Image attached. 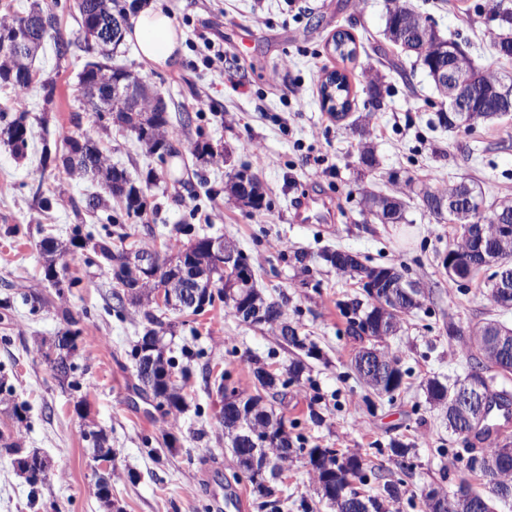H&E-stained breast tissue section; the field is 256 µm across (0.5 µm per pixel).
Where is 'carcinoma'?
I'll return each mask as SVG.
<instances>
[{
  "label": "carcinoma",
  "instance_id": "carcinoma-1",
  "mask_svg": "<svg viewBox=\"0 0 512 512\" xmlns=\"http://www.w3.org/2000/svg\"><path fill=\"white\" fill-rule=\"evenodd\" d=\"M77 9L80 16L81 31L84 35L86 48L94 52L97 47V27L108 19L119 18L127 22V7L122 0H77ZM35 19L48 33V40L53 42L55 55L63 58L69 53L71 42L66 40L59 27V19L55 12L49 8L33 7L29 10ZM489 21L492 25L487 28V37L499 54L505 58H512V51L505 52L500 45L505 41L512 43V11L508 13L492 12ZM17 23V17L9 21L0 22V82L12 85L19 91L29 89L34 81L30 61L42 49L41 44L36 43L25 53L20 54L12 48L11 33ZM386 32L392 44L402 42L408 46V51L416 56V61L427 71L430 78H435L433 66L448 63L443 56L436 30L430 22V18L413 9L396 5L389 10ZM428 34L426 40L419 38V33ZM353 43L352 36L347 32H336L333 37L334 52L343 61H351L355 57L356 48L349 47ZM102 60L89 61L79 74L80 91L83 98L92 101L94 92L98 90L99 80L108 78L122 85H134L137 95L128 97H115L112 102L100 108L112 116L115 122L124 126L133 133L137 141L144 146L146 152L155 155L159 151H171L168 142L169 119L164 102L158 101L159 95L150 91L140 79L130 72L107 64L112 59V52L101 54ZM475 80L472 88L475 96V104L472 112L459 116L452 112L439 113L441 126L453 129L469 130L479 122L493 121L502 115L512 112V103L504 105L490 96L489 89L498 79L504 78L509 71L480 70L473 68ZM320 93L322 99L329 102L328 112L332 116L341 117L347 115L350 109V84L347 74L333 70L327 74L325 81L321 83ZM0 146L10 149L14 154L21 155L27 146V128L25 124L13 119L0 125ZM61 166L68 171H80L83 173H100L102 186L111 196L124 202L126 214H134L138 217L146 213L147 203L140 191L132 183L130 174L124 169L106 165L103 153L88 132H78L66 136L63 140V150L59 156ZM227 189L238 201L254 208H263L264 195L261 186L253 174H248L247 181H241L235 177L229 179ZM470 191V199L474 206L471 213L462 217L448 215V220L464 226L470 222L483 225L484 237L478 242H470L465 238L455 246V249L465 252L478 248L485 250L499 245L498 225H512V200L504 198L497 203L488 205L485 203L482 191L477 185L461 181L448 186L446 192ZM403 194L407 197L416 195L420 197L426 208H432V200L436 199L439 191L431 189L415 190L411 182H406ZM364 209L368 210L372 220L381 224H399L404 219L405 202L395 195H379L369 192L364 196ZM85 238L93 242V252L100 259V263L108 268L112 275L113 287L112 299L116 301L113 309L122 313L126 305H137L141 308L145 321L144 333L141 339L134 345L131 357L138 367V377L143 385L151 390L154 398L158 399L157 407L165 414L182 411L184 397L181 387L171 383L165 376L174 375L176 362L171 357H164L161 348H156V368L152 374H147L141 369V360L144 357L147 342L146 337H156V342H161L159 333L163 329L164 322L161 311L152 310L144 305L143 294L131 285L132 270L130 265L139 255L149 253L142 247L117 244L112 239V232L94 236L87 233ZM195 263L206 267L213 272V284L217 285L222 280V273L216 270V261L211 255L196 247L194 250ZM323 259L337 272L348 274L350 277L362 278L363 276H392L394 279L404 278V274L393 266L371 265L361 260L347 263L341 260L340 250L327 251ZM218 299L231 307L232 312H237L238 305L242 301L252 300L265 305L276 316L286 323V330L280 331V336L287 343L302 349L305 343L294 337L297 328L288 323L284 304L262 296L254 284L253 278L243 279L237 285H222ZM422 306V302H413L405 297L392 299L389 293L382 292L374 298H366V302L353 299L343 304V314L347 319L348 330L352 335L367 336L375 341H381L396 333L400 321L404 316ZM80 332L67 329L56 336L52 345L54 359L50 360L51 369L56 377L68 382V385L77 389L80 382L75 378L76 366L73 362L77 351V341ZM468 348L475 351V363L471 370H480L486 374L490 381H495L500 375L512 374V353L503 355L492 352L474 342H469ZM370 349L360 350L354 358V369L358 378L377 394L392 395L404 384V377L408 371L401 369L400 358L393 353L379 352V356L386 363L396 366L392 373L381 380L368 377L362 373L361 360ZM426 394L429 402L441 408H448V397L454 395L448 386L439 379L433 378L426 384ZM242 407V423L244 428L236 430L230 426L224 427L225 434L231 443V451L236 458L237 466L243 473L255 479V469L261 466L263 457L268 455L272 461V471L279 469L290 457L307 453L309 464L314 471L317 483L320 486L323 497L326 498L335 512H390V505L401 499V483L388 480L375 495L361 493L353 482L360 484L366 482L362 460L354 454H343L334 448H309L295 446L288 426L283 418L277 416L274 411L263 403V396L258 394L239 401ZM250 428H259L270 431L271 443L266 449L253 450L245 444L243 434ZM85 440L92 445L94 458L110 461L114 457L111 447L107 446L105 435L96 430L84 432ZM499 446L498 439H493L484 448V461L494 463L490 468H475L468 466V470L485 480L486 492L474 490L471 484L463 480L459 488L467 489L470 496L461 499L457 496L443 495L434 498L431 494L424 496L426 512H492L491 502L497 498L495 491L500 488H512V459L508 462L498 460L496 452ZM0 455L12 456L14 461L28 457L39 459L31 473L26 475L27 481L32 486L43 484L48 480V462L36 450L27 451L23 448L20 436L4 435L0 433ZM97 496L103 502H110L112 495V473H100L96 479Z\"/></svg>",
  "mask_w": 512,
  "mask_h": 512
}]
</instances>
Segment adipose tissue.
I'll return each instance as SVG.
<instances>
[{
	"instance_id": "1",
	"label": "adipose tissue",
	"mask_w": 512,
	"mask_h": 512,
	"mask_svg": "<svg viewBox=\"0 0 512 512\" xmlns=\"http://www.w3.org/2000/svg\"><path fill=\"white\" fill-rule=\"evenodd\" d=\"M125 37L136 46L144 61L161 69L178 59L183 42L182 32L160 0H150L138 9Z\"/></svg>"
}]
</instances>
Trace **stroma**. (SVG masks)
<instances>
[{
	"mask_svg": "<svg viewBox=\"0 0 512 512\" xmlns=\"http://www.w3.org/2000/svg\"><path fill=\"white\" fill-rule=\"evenodd\" d=\"M36 1L53 9L72 46L63 60L50 50L33 60L36 80L26 92L0 86V110L25 116L28 128L24 157L0 146V300L14 302L0 316V372L13 387L10 402H0V433H21L26 447L48 458L50 477L31 490L11 459L0 457V512H54L58 504L66 512H107L95 489L105 471L120 512H333L303 455L278 477L279 502L269 505L238 469L214 417L216 377L248 397L256 392L254 364L280 373L296 359L303 375L273 407L304 447L337 448L385 478L402 479L396 512H424L432 488L454 493L466 474L463 450L473 442L449 431L423 385L434 376L460 381L470 370V354L449 339V325L465 335L489 319L512 328V311L489 301L490 271L466 286L449 280L439 256L456 237L454 225L415 197L402 223L365 221L361 192L395 193L409 178L433 188L467 178L487 200L512 198V115L467 131L440 127L447 101L422 66L384 35L391 0H162L184 36L179 63L154 68L128 42L111 60L166 104L174 151L149 157L134 134L98 115L78 91L90 56L76 0H0V21ZM403 2L429 16L442 37L460 42L477 67L512 72V59L500 57L484 36L497 0ZM339 30L356 40L354 61L341 62L327 48ZM366 68L378 74L375 87L359 79ZM336 69L349 77L352 113L373 110L370 137L322 107L320 83ZM49 77L56 90L48 104L41 82ZM200 93L210 108H198ZM78 130L94 131L110 163L130 173L155 210L149 221L110 224L121 213L113 200L86 212V199L102 190L100 179L55 160L61 139ZM365 140L378 160L372 171L359 163ZM203 146L222 152L224 162L199 155ZM245 166L261 183L266 208L245 207L227 192L232 169ZM78 226L96 233L108 227L163 252L204 235L233 240L257 288L285 298L305 349L288 346L278 330L242 322L219 300L196 315L167 311L166 354L189 377L183 410L164 415L130 356L141 315L132 306L114 314L110 274L93 260L90 244H72ZM46 236L75 249L56 264L57 286L45 277ZM327 248L395 266L428 292L422 309L386 340L409 372L405 389L393 396L370 393L351 370L363 342L348 333L340 304L363 291L325 264L320 253ZM291 249L309 253L307 266L289 263ZM25 294L42 297L44 307L31 312ZM71 324L81 332L77 391L61 387L39 349ZM15 403L27 406L25 421L14 419ZM313 412L318 421L310 420ZM88 427L108 436L114 461L93 459L82 438ZM395 441L408 444L406 458L391 455Z\"/></svg>",
	"mask_w": 512,
	"mask_h": 512,
	"instance_id": "1",
	"label": "stroma"
}]
</instances>
